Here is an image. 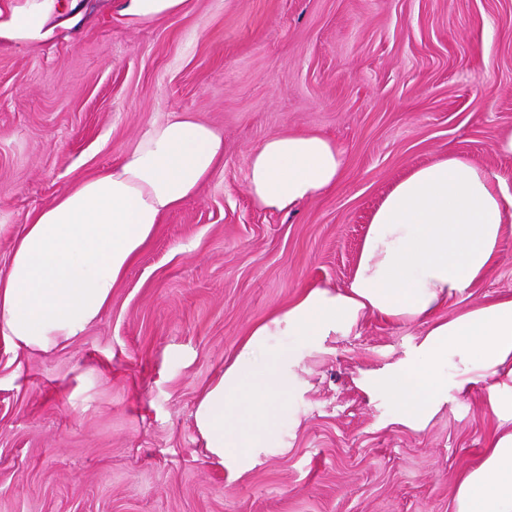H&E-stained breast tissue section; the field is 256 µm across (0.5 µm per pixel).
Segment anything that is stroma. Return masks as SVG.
Here are the masks:
<instances>
[{"label": "stroma", "mask_w": 512, "mask_h": 512, "mask_svg": "<svg viewBox=\"0 0 512 512\" xmlns=\"http://www.w3.org/2000/svg\"><path fill=\"white\" fill-rule=\"evenodd\" d=\"M35 47L0 52V273L27 218L187 112L224 162L167 215L101 318L49 351L0 336V512H454L455 482L499 428L485 383L449 390L425 430L365 374L403 362L420 323L363 319L308 348L282 450L233 474L194 423L252 329L309 285L350 280L370 216L410 169L452 150L512 195V0H188L126 26L112 0ZM344 151L336 187L256 208L252 151L284 130ZM502 259L455 314L512 295Z\"/></svg>", "instance_id": "35a3bbf8"}]
</instances>
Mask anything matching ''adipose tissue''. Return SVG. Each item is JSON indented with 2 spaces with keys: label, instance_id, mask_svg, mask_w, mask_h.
I'll use <instances>...</instances> for the list:
<instances>
[{
  "label": "adipose tissue",
  "instance_id": "adipose-tissue-1",
  "mask_svg": "<svg viewBox=\"0 0 512 512\" xmlns=\"http://www.w3.org/2000/svg\"><path fill=\"white\" fill-rule=\"evenodd\" d=\"M187 0H114L126 25L184 12ZM65 0H0V50L37 47L68 24ZM224 160V138L185 112L152 122L111 169L80 179L24 225L0 273V334L47 350L81 335L157 224L196 195ZM343 150L317 131L269 136L251 154L247 189L264 211L291 213L340 181ZM512 196L495 176L448 152L412 168L374 211L349 283L313 286L257 325L194 412L209 453L244 472L281 447L288 405L300 392L306 348L369 314L422 321L426 331L396 369L368 375L399 423L424 430L449 389L488 382V401L509 428L455 485V512H512V297L442 312L501 259ZM293 338L283 346L281 337Z\"/></svg>",
  "mask_w": 512,
  "mask_h": 512
}]
</instances>
